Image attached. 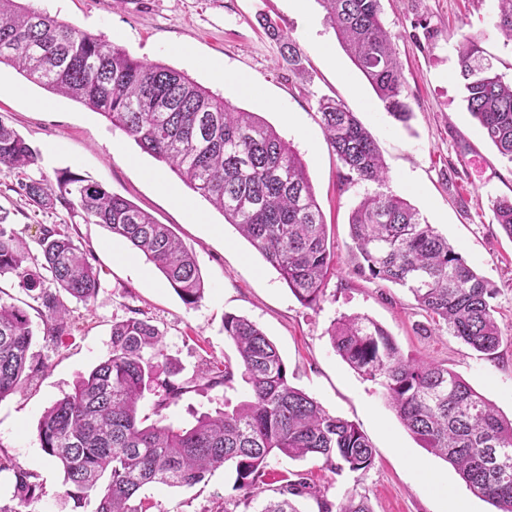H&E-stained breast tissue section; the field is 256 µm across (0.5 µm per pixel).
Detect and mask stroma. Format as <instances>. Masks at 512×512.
Returning <instances> with one entry per match:
<instances>
[{
	"mask_svg": "<svg viewBox=\"0 0 512 512\" xmlns=\"http://www.w3.org/2000/svg\"><path fill=\"white\" fill-rule=\"evenodd\" d=\"M91 35L101 36L134 56L184 72L200 86L256 113L292 144L307 165L328 227L335 265L316 308L303 306L280 274L224 221L208 201L182 182L98 112L28 81L13 66L0 64V122L22 135L38 155L21 171L0 165V206L31 251L40 229L56 224L90 251L100 272L91 305L73 301L77 320L59 345L43 339L44 325L33 317V352L44 373L21 392L0 401V449L33 471L42 488L38 512H95V500L75 508L64 495L63 473L37 440L38 421L54 401L70 392L110 351L114 322L137 309L164 334L165 352L184 383L207 363L236 360L224 334V317L235 314L256 323L277 346L291 383L331 415L353 422L375 450L364 472H335L320 458L272 462L258 497L244 500L235 472L226 465L193 487L152 485L144 494L153 512H260L274 497L282 475L298 474L332 503L347 494L366 496L373 512H439L426 478L440 477L470 512H496L470 495L454 468L421 448L388 407L381 388L365 380L334 350L328 330L343 314L377 321L403 354L447 366L512 418V239L496 224L492 205L512 196V163L501 158L467 111L458 65L462 37L478 34L477 45L506 80H512V45L493 26L496 0H380L382 19L397 36L396 50L406 78L412 115L394 120L324 21L317 0H19ZM276 22L296 43L301 70H292L281 39L271 37L261 18ZM254 92H247V85ZM341 100L375 140L388 170V190L402 195L447 237L475 270L494 284L495 316L503 340L487 357L435 329L407 289L369 281L355 271L357 258L348 224L352 209L370 184L340 188V164L328 145L318 102ZM70 171L103 185L158 223L171 225L197 261L206 291L185 305L166 278L141 254L117 261L119 240L106 227L86 223L78 210L61 205L42 209L13 193L18 182L55 178ZM244 387L191 392L164 412L167 422L186 427L190 411L239 403Z\"/></svg>",
	"mask_w": 512,
	"mask_h": 512,
	"instance_id": "35a3bbf8",
	"label": "stroma"
}]
</instances>
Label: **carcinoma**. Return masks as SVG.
I'll use <instances>...</instances> for the list:
<instances>
[{
	"mask_svg": "<svg viewBox=\"0 0 512 512\" xmlns=\"http://www.w3.org/2000/svg\"><path fill=\"white\" fill-rule=\"evenodd\" d=\"M357 69L387 112L405 122L406 79L395 36L381 18L380 0H317ZM493 26L512 43V0H499ZM18 67L29 81L78 101L121 129L146 153L166 163L191 189L223 213L275 268L301 304L315 308L324 295L333 252L327 224L307 168L269 124L211 94L186 74L141 61L102 37L82 33L48 13L0 0V64ZM460 74L470 115L499 154L512 163V82L479 55L477 36H464ZM327 143L340 161V187L383 186L388 171L366 128L340 103L319 101ZM35 151L0 123V164L25 168ZM17 193L41 208L60 201L79 209L85 222L143 254L188 306L205 293L193 253L167 224L157 223L131 201L101 184L62 171L18 183ZM496 224L512 238V196L493 205ZM0 208V275L11 274L37 303L44 340L57 345L67 332L66 299L84 305L99 290L90 255L58 226L42 227L38 254L30 253ZM357 272L406 288L436 326L477 351L493 356L502 339L492 300L494 284L474 267L403 197L376 191L351 211ZM133 316L112 324L105 360L78 378L71 392L42 413L37 437L47 458L63 472L66 495L80 507L90 498L96 512H149L141 497L149 485L193 487L230 464L236 489L258 495L272 460L317 457L336 472H363L374 461L368 438L355 424L332 416L294 387L275 344L249 319L224 315V334L236 364L212 369L196 391L249 386L250 396L232 410L194 412L195 423L175 427L140 417L147 395L153 414L179 401L189 387L170 379L163 333ZM338 355L378 384L388 405L430 453L455 469L469 491L512 512V419L447 367L402 354L373 319L343 315L332 323ZM34 331L27 310L0 296V401L20 392L44 370L32 352ZM13 471L12 500L0 512H35L36 475L0 454V472ZM260 512H298L292 496L315 498L319 512H373L351 494L333 506L304 478L286 480Z\"/></svg>",
	"mask_w": 512,
	"mask_h": 512,
	"instance_id": "1",
	"label": "carcinoma"
}]
</instances>
